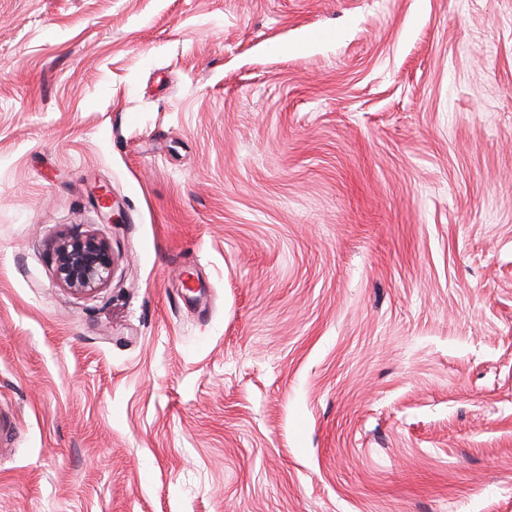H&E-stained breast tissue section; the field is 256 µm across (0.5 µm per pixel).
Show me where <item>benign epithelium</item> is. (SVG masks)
I'll return each instance as SVG.
<instances>
[{"label": "benign epithelium", "instance_id": "7a95c632", "mask_svg": "<svg viewBox=\"0 0 512 512\" xmlns=\"http://www.w3.org/2000/svg\"><path fill=\"white\" fill-rule=\"evenodd\" d=\"M113 255L109 245L97 236L65 238L55 253L58 281L80 292L104 285L112 271Z\"/></svg>", "mask_w": 512, "mask_h": 512}]
</instances>
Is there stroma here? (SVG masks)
I'll list each match as a JSON object with an SVG mask.
<instances>
[{"mask_svg": "<svg viewBox=\"0 0 512 512\" xmlns=\"http://www.w3.org/2000/svg\"><path fill=\"white\" fill-rule=\"evenodd\" d=\"M0 512H512V0H0ZM113 255L109 245L96 235L64 238L55 253L58 281L80 292L104 285L112 271Z\"/></svg>", "mask_w": 512, "mask_h": 512, "instance_id": "obj_1", "label": "stroma"}]
</instances>
